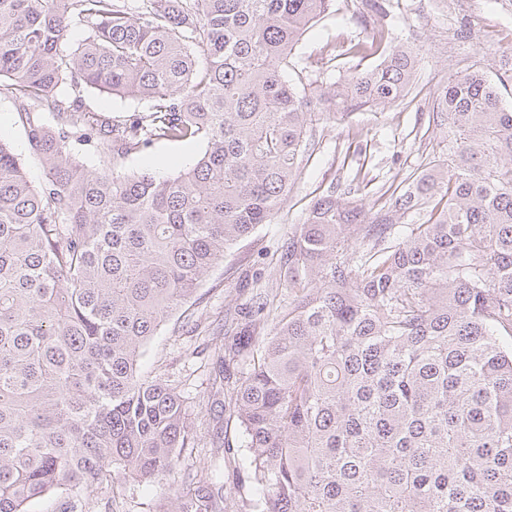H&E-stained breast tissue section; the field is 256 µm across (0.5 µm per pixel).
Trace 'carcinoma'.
Here are the masks:
<instances>
[{"instance_id": "cac0c4a2", "label": "carcinoma", "mask_w": 512, "mask_h": 512, "mask_svg": "<svg viewBox=\"0 0 512 512\" xmlns=\"http://www.w3.org/2000/svg\"><path fill=\"white\" fill-rule=\"evenodd\" d=\"M330 2L0 0V94L45 170L33 186L0 141V512L158 483L197 447L176 388L142 378L145 347L271 223L314 122L413 82L414 52L382 34L353 46L385 54L370 71L287 80ZM86 90L146 107L112 119ZM432 123L448 156L373 214L315 198L281 253L288 309L213 352L250 453L244 512H512V107L475 63L440 84ZM92 139L108 166L78 161ZM160 140L205 150L164 177L118 171ZM410 211L426 221L399 223ZM168 503L226 512L224 463Z\"/></svg>"}]
</instances>
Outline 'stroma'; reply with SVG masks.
I'll use <instances>...</instances> for the list:
<instances>
[{"instance_id":"35a3bbf8","label":"stroma","mask_w":512,"mask_h":512,"mask_svg":"<svg viewBox=\"0 0 512 512\" xmlns=\"http://www.w3.org/2000/svg\"><path fill=\"white\" fill-rule=\"evenodd\" d=\"M384 32L392 45L416 51L413 83L396 104L362 109L316 126L311 157L282 210L272 223L229 248L222 263L205 278L197 294L176 311L153 338L142 359L148 378L163 377L176 386L191 413L198 446L191 457L159 484L127 482L120 512H159L167 496L181 492L188 470L217 454L221 440L239 447L243 436L213 394V351L224 341L230 323L255 325L268 332L270 318L251 307L256 293H267L275 306H288V291L277 270L282 246L295 225L303 223L313 199L328 187L354 190L366 208L388 205L395 187H404L445 146L442 133L430 127L432 92L448 74L480 63L490 77L512 59V0H467L448 13L442 0H335V7L303 35L294 51L305 82L331 86L378 65L381 55L352 53L357 43ZM0 141L12 145L33 184L44 178L16 119L13 99L0 94ZM202 143L159 141L145 153L127 159L126 170L158 176L191 166ZM109 488L59 491L33 505L32 512H107Z\"/></svg>"}]
</instances>
